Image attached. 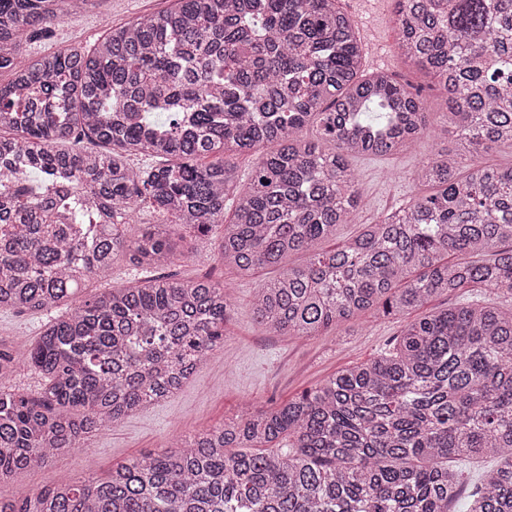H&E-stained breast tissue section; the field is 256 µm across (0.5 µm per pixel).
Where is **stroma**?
I'll return each instance as SVG.
<instances>
[{
  "mask_svg": "<svg viewBox=\"0 0 512 512\" xmlns=\"http://www.w3.org/2000/svg\"><path fill=\"white\" fill-rule=\"evenodd\" d=\"M170 5L171 0H89L82 9L69 13L49 36L25 42L22 52L35 58L71 47L87 48L106 26L119 27ZM339 5L360 32L369 33L381 46L385 56L379 65L365 59L364 72L382 69L395 74L401 83L420 89L430 124L427 132L396 154L352 158L362 205L350 223L339 225L335 237L324 242L327 250L358 235L363 225L392 207L422 194V186L414 180L422 162L458 148L455 138L441 131L445 91L398 54L399 32L392 0H340ZM216 244L213 233L189 237L186 256L168 271L184 281L207 276L224 282L233 307L224 325L223 347L214 350L171 398L104 427L80 448L55 456L44 468L20 472L11 483L0 486L1 496L24 499L60 478H79L93 470L104 472L141 454L164 450L174 439L223 423L243 406L267 408L287 402L341 369L376 358L407 322L403 316L386 318L368 313L319 336L273 335L254 318L250 299L261 280L275 276V269L240 276L215 258Z\"/></svg>",
  "mask_w": 512,
  "mask_h": 512,
  "instance_id": "obj_1",
  "label": "stroma"
}]
</instances>
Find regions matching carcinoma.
Here are the masks:
<instances>
[{
    "mask_svg": "<svg viewBox=\"0 0 512 512\" xmlns=\"http://www.w3.org/2000/svg\"><path fill=\"white\" fill-rule=\"evenodd\" d=\"M86 2L0 0V309L48 316L36 343L0 340V485L173 396L224 346L231 301L209 278L79 299L120 253L174 263L184 228H221L217 259L241 275L281 268L252 300L280 336L480 298L416 318L377 358L276 408L0 497V512H450L464 489L449 463L488 458L461 509L512 512V309L496 304L512 299V166L482 162L512 144V0H394L400 55L445 90L442 131L464 148L423 162L431 193L333 251L321 242L361 202L350 158L393 154L428 126L394 75L362 76L338 0H174L88 49L22 55ZM268 145L246 182L225 161L194 164ZM32 170L52 185L41 199L21 179ZM139 201L164 219L129 241ZM295 253L306 262L283 266ZM22 359L37 396L7 385Z\"/></svg>",
    "mask_w": 512,
    "mask_h": 512,
    "instance_id": "cac0c4a2",
    "label": "carcinoma"
}]
</instances>
